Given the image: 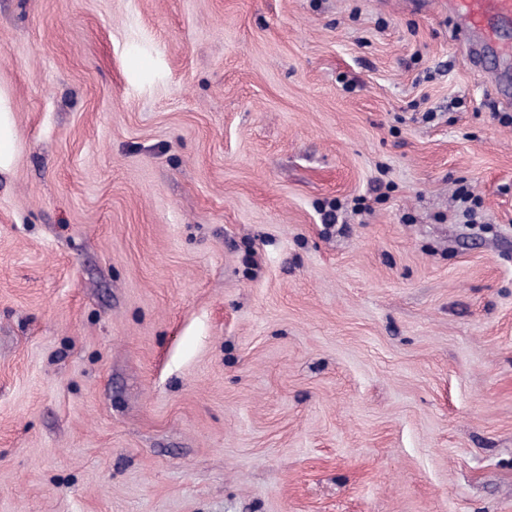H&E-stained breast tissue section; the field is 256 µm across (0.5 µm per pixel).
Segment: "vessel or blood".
Wrapping results in <instances>:
<instances>
[{"label": "vessel or blood", "mask_w": 512, "mask_h": 512, "mask_svg": "<svg viewBox=\"0 0 512 512\" xmlns=\"http://www.w3.org/2000/svg\"><path fill=\"white\" fill-rule=\"evenodd\" d=\"M448 24L474 67L512 58V0H448Z\"/></svg>", "instance_id": "obj_1"}]
</instances>
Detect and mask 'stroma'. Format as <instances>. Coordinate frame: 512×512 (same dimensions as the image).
Here are the masks:
<instances>
[{
	"mask_svg": "<svg viewBox=\"0 0 512 512\" xmlns=\"http://www.w3.org/2000/svg\"><path fill=\"white\" fill-rule=\"evenodd\" d=\"M447 2L0 0V512H512V104ZM20 152L14 95L9 84L0 80V175L14 172ZM455 197L459 203L457 216L464 220L463 224H482L478 221L481 208L483 207L481 198L475 195L464 183L457 188Z\"/></svg>",
	"mask_w": 512,
	"mask_h": 512,
	"instance_id": "obj_1",
	"label": "stroma"
}]
</instances>
